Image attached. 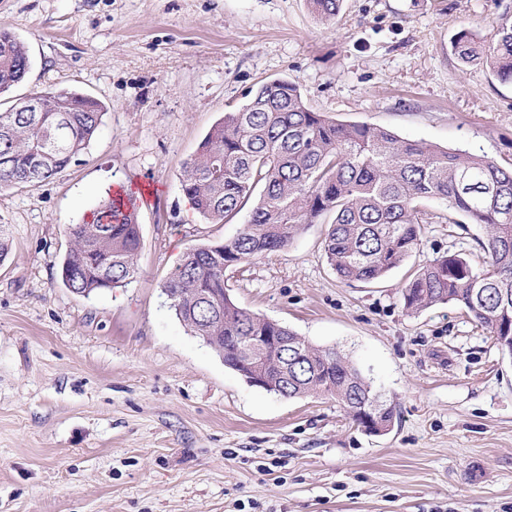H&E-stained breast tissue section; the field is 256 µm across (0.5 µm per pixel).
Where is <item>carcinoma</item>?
I'll return each instance as SVG.
<instances>
[{
  "label": "carcinoma",
  "instance_id": "carcinoma-1",
  "mask_svg": "<svg viewBox=\"0 0 512 512\" xmlns=\"http://www.w3.org/2000/svg\"><path fill=\"white\" fill-rule=\"evenodd\" d=\"M324 20L341 0H309ZM463 66L482 65L512 81V24L491 39L467 30L452 45ZM30 68L23 43L0 30V96ZM44 111L0 112V190L34 186L67 168L86 149L104 115L102 104L76 91H39ZM259 197L244 230L229 242L186 252L164 284L176 317L243 376L261 370L244 336L298 340L300 355H283V398L328 395L357 425L377 405L380 427L392 429L396 404L342 350L312 345L286 326L240 309L224 286V271L286 249L307 225L330 215L324 251L346 282L374 283L399 267L420 244L430 217L422 200H441L448 222L461 215L485 227L482 267L461 254L439 256L419 268L403 289L413 313L438 304L463 308L503 349H512V170L484 154L403 139L367 123L340 124L310 110L299 85L276 80L258 87L241 107L224 113L185 163L182 191L212 223L233 219L256 187ZM132 194L110 195L79 224L67 225L69 246L60 276L72 293L88 297L128 285L139 275L137 216L122 212Z\"/></svg>",
  "mask_w": 512,
  "mask_h": 512
}]
</instances>
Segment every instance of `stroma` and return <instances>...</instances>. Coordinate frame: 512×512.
I'll return each mask as SVG.
<instances>
[{
	"instance_id": "obj_1",
	"label": "stroma",
	"mask_w": 512,
	"mask_h": 512,
	"mask_svg": "<svg viewBox=\"0 0 512 512\" xmlns=\"http://www.w3.org/2000/svg\"><path fill=\"white\" fill-rule=\"evenodd\" d=\"M512 22V0H0L30 70L11 99L69 88L106 113L55 178L0 191V512H512V356L454 304L403 307L410 274L449 253L481 265L484 230L428 201L419 247L381 281L342 282L329 217L282 252L225 271L235 304L344 350L397 402L369 435L326 397L248 385L170 309L163 285L212 224L185 161L260 85L296 82L339 123L465 149L512 167V83L452 43ZM146 189L138 278L65 288L66 227L109 189Z\"/></svg>"
}]
</instances>
